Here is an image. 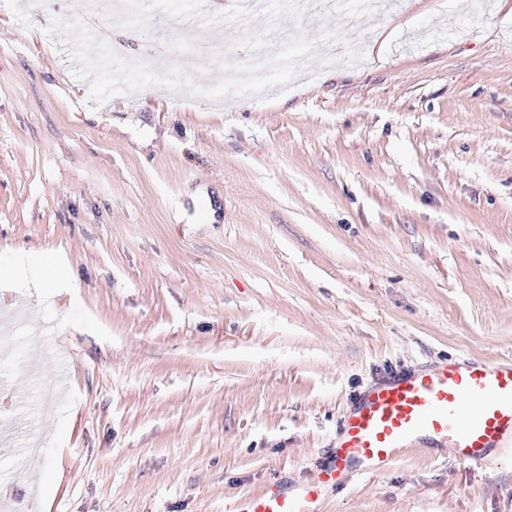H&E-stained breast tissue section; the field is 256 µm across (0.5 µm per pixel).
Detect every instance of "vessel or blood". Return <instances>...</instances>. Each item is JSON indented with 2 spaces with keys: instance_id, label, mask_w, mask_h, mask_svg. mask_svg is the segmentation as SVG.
<instances>
[{
  "instance_id": "vessel-or-blood-1",
  "label": "vessel or blood",
  "mask_w": 512,
  "mask_h": 512,
  "mask_svg": "<svg viewBox=\"0 0 512 512\" xmlns=\"http://www.w3.org/2000/svg\"><path fill=\"white\" fill-rule=\"evenodd\" d=\"M424 435L458 463L497 465L512 447V360L458 357L369 387L343 417L328 465L292 486L277 478L259 484L228 512H320L325 491L345 474L380 471Z\"/></svg>"
}]
</instances>
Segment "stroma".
<instances>
[{
	"instance_id": "35a3bbf8",
	"label": "stroma",
	"mask_w": 512,
	"mask_h": 512,
	"mask_svg": "<svg viewBox=\"0 0 512 512\" xmlns=\"http://www.w3.org/2000/svg\"><path fill=\"white\" fill-rule=\"evenodd\" d=\"M92 2L157 66L241 32ZM68 13L0 0V328L32 314L0 340V512H227L324 465L368 385L512 357V0H392L344 27L360 66L220 103L95 105ZM321 512H512V455L411 449Z\"/></svg>"
}]
</instances>
